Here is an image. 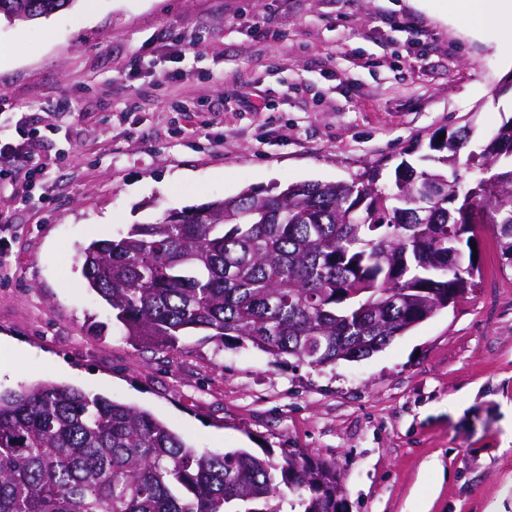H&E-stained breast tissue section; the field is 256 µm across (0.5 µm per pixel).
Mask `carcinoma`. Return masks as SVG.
<instances>
[{"label":"carcinoma","mask_w":512,"mask_h":512,"mask_svg":"<svg viewBox=\"0 0 512 512\" xmlns=\"http://www.w3.org/2000/svg\"><path fill=\"white\" fill-rule=\"evenodd\" d=\"M76 0H0L8 22ZM440 129L421 164L349 181L247 188L133 224L80 252L129 341L169 354L201 332L315 370L366 359L460 299L492 227L512 266V116L449 178L470 138ZM444 139H438L439 135ZM337 512L336 464L285 449L191 446L144 410L42 382L0 393V512Z\"/></svg>","instance_id":"obj_1"}]
</instances>
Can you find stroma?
<instances>
[{
  "label": "stroma",
  "mask_w": 512,
  "mask_h": 512,
  "mask_svg": "<svg viewBox=\"0 0 512 512\" xmlns=\"http://www.w3.org/2000/svg\"><path fill=\"white\" fill-rule=\"evenodd\" d=\"M505 44L409 0H77L1 20L0 135L33 136L47 177L36 205L0 185V336L21 347L0 351V392L72 385L196 448L302 449L336 463L347 512H512V267L492 231L463 300L320 371L202 335L130 345L78 259L248 187L389 181L439 129L477 148L512 115Z\"/></svg>",
  "instance_id": "35a3bbf8"
}]
</instances>
